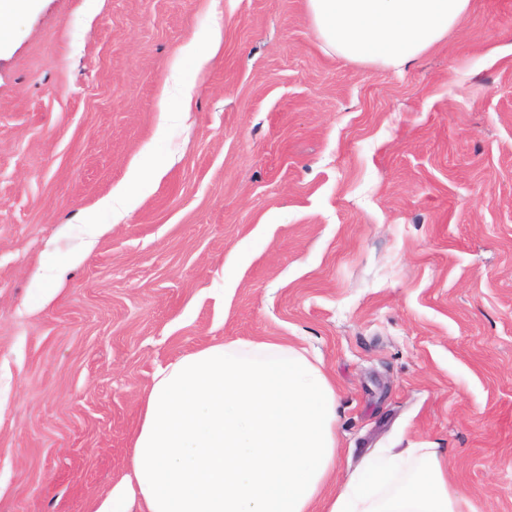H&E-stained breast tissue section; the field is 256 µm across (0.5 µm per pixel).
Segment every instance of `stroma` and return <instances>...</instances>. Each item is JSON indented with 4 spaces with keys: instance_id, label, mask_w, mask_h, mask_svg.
<instances>
[{
    "instance_id": "35a3bbf8",
    "label": "stroma",
    "mask_w": 512,
    "mask_h": 512,
    "mask_svg": "<svg viewBox=\"0 0 512 512\" xmlns=\"http://www.w3.org/2000/svg\"><path fill=\"white\" fill-rule=\"evenodd\" d=\"M14 27L0 512H93L157 369L259 338L321 358L337 480L433 447L464 512H512V0L401 70L325 51L304 0H33ZM122 185L136 204L106 208Z\"/></svg>"
}]
</instances>
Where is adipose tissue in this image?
Returning <instances> with one entry per match:
<instances>
[{
  "label": "adipose tissue",
  "instance_id": "obj_1",
  "mask_svg": "<svg viewBox=\"0 0 512 512\" xmlns=\"http://www.w3.org/2000/svg\"><path fill=\"white\" fill-rule=\"evenodd\" d=\"M471 0H305L324 49L398 68L440 43ZM131 470L95 512H461L433 448L371 454L341 484L336 389L305 349L219 342L159 369ZM418 465L408 476L406 459Z\"/></svg>",
  "mask_w": 512,
  "mask_h": 512
}]
</instances>
